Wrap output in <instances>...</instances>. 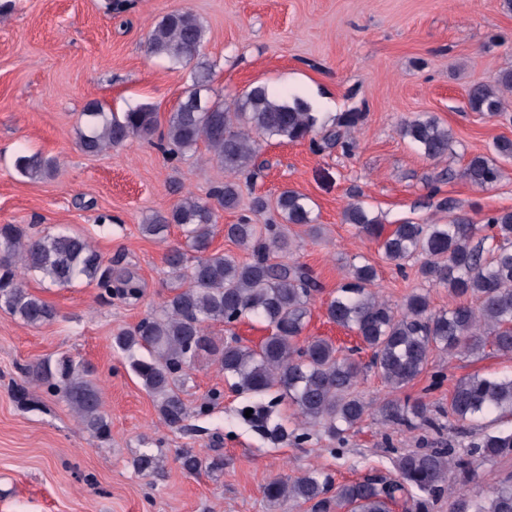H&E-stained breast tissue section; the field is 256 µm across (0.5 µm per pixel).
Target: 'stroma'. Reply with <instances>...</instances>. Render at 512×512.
<instances>
[{
	"label": "stroma",
	"mask_w": 512,
	"mask_h": 512,
	"mask_svg": "<svg viewBox=\"0 0 512 512\" xmlns=\"http://www.w3.org/2000/svg\"><path fill=\"white\" fill-rule=\"evenodd\" d=\"M106 3L0 0V224L84 236L140 288L134 298L103 299L92 284L49 288L29 275L27 288L55 307L56 319L33 328L0 311V512H313L308 503L271 506L265 482L319 468L347 483L372 470L391 473L395 452L424 441L438 437L461 450L480 437L478 425L460 430L447 423L434 434L386 424L378 405L395 394L366 371L357 390L371 408L342 443L320 432L276 442L268 429L294 426L288 404L274 403L265 422H249L248 398L206 358L190 370L183 397L193 408L211 390L221 398L207 413L190 414L182 428L165 426L125 356L113 349L112 335L134 327L171 293L165 255L181 242V230L173 224L165 238L147 237L140 231L144 218L187 194L207 198L223 183L224 168L205 147L170 161L144 139L91 156L79 148L76 131L93 101L117 113L150 105L164 119L185 98L190 67L147 51L155 23L174 11L192 12L205 26L214 96L229 103L255 85L288 90L309 105L321 133L341 113H360L346 149L262 141L256 175L238 178L239 208L217 213L221 225L244 218L263 224L269 215L252 211L253 198L272 202L287 188L308 196L320 238L300 225L286 227L292 259L321 285L304 333L359 348L354 333L326 315L350 265H372L374 290L395 305L414 291L427 294L435 311L451 298L417 276L418 260L397 268L377 242L357 236L343 221L349 204L364 202L389 229L406 221L445 224L456 214L479 224L512 208V162L486 189L461 176L493 140L512 139V93L503 95L501 117L467 107L472 84H495L500 70L512 66V12L500 0H132L115 16ZM421 114L450 133L441 159H425L398 132ZM22 149L54 159L56 169L36 181L21 177L13 161ZM447 200L452 209L444 208ZM61 354L93 369L111 422L109 440L90 435L66 403L31 380L29 368ZM358 358L368 361L369 351ZM437 370L445 379L434 389ZM493 372H512V353L490 346L451 360L435 352L404 394L440 410L458 379ZM150 442L163 455L157 473L146 476L133 460ZM186 450L222 456L223 470H183L179 457Z\"/></svg>",
	"instance_id": "stroma-1"
}]
</instances>
